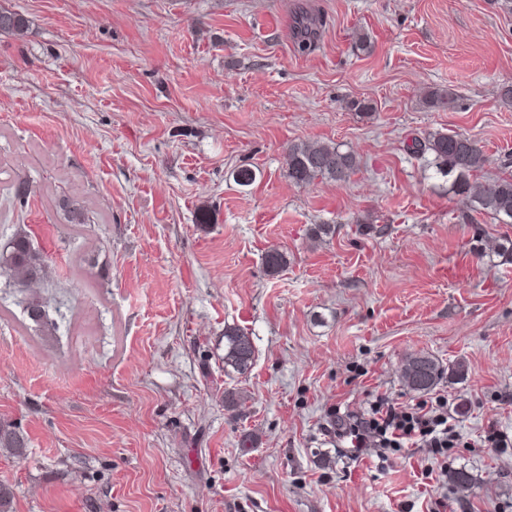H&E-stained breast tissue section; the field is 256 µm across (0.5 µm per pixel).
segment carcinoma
I'll use <instances>...</instances> for the list:
<instances>
[{
  "instance_id": "1",
  "label": "carcinoma",
  "mask_w": 512,
  "mask_h": 512,
  "mask_svg": "<svg viewBox=\"0 0 512 512\" xmlns=\"http://www.w3.org/2000/svg\"><path fill=\"white\" fill-rule=\"evenodd\" d=\"M321 21L304 17L295 27L297 48L310 53L316 47ZM27 29V20L20 14L0 8V31L21 36ZM427 102L438 108L452 109L456 98L450 91L433 89ZM410 152L432 157L437 173L452 178L450 192L461 197L467 210L460 218L469 224L473 214H490L504 223H512V177H499L484 181L479 188L472 186L471 177L483 171L488 158L479 143L460 133L437 131L424 138H416L409 146ZM359 168L358 156L342 149L334 142L301 141L288 146V178L297 186H307L317 180L345 182ZM266 271L272 275L288 266V253L273 247L264 256ZM49 259L34 244L31 232L18 229L0 249V275L9 283L28 289L42 282L48 273ZM25 312L34 326L46 332L54 328L46 302L33 294L25 303ZM254 346L244 329L237 325L224 326V372L247 376L254 361ZM444 369L433 357L412 354L405 358L401 375L404 386L415 392L432 390L442 379ZM29 448L27 436L8 421L0 420V451L21 457Z\"/></svg>"
}]
</instances>
